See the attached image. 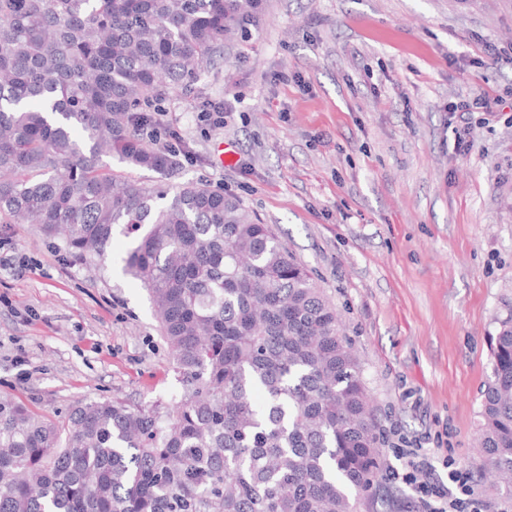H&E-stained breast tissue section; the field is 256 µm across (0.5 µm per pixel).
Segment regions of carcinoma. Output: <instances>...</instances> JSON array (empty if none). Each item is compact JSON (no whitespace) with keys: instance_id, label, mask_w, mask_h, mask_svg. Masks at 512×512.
<instances>
[{"instance_id":"cac0c4a2","label":"carcinoma","mask_w":512,"mask_h":512,"mask_svg":"<svg viewBox=\"0 0 512 512\" xmlns=\"http://www.w3.org/2000/svg\"><path fill=\"white\" fill-rule=\"evenodd\" d=\"M262 0H0V223L102 268L114 227L180 390L162 406L0 398V512H356L382 448L339 316L240 201L165 177L155 105L189 92ZM479 455L512 495V313L490 339ZM265 400L259 403L255 394Z\"/></svg>"}]
</instances>
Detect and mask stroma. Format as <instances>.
Listing matches in <instances>:
<instances>
[{
  "label": "stroma",
  "mask_w": 512,
  "mask_h": 512,
  "mask_svg": "<svg viewBox=\"0 0 512 512\" xmlns=\"http://www.w3.org/2000/svg\"><path fill=\"white\" fill-rule=\"evenodd\" d=\"M250 39L190 93L161 104L193 155L180 182L238 198L313 274L357 352L384 449L439 433L490 506L507 496L477 455L489 338L512 312V105L449 103L512 91V0H264ZM224 125L198 122L208 105ZM233 145L234 164L214 157ZM0 241L36 272L0 268V393L57 418L81 399L167 403L178 389L146 290L112 236L97 275L33 224ZM358 512H406L377 473Z\"/></svg>",
  "instance_id": "stroma-1"
}]
</instances>
